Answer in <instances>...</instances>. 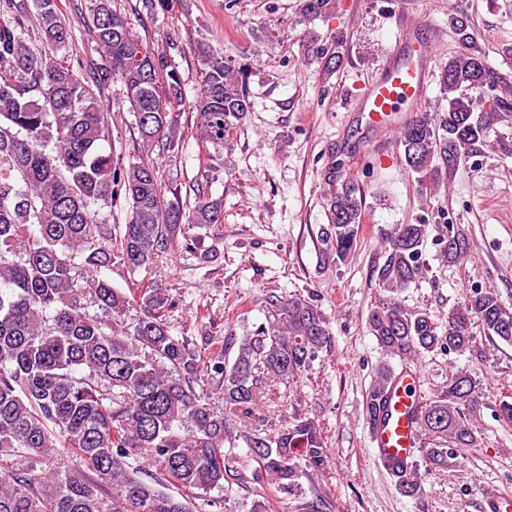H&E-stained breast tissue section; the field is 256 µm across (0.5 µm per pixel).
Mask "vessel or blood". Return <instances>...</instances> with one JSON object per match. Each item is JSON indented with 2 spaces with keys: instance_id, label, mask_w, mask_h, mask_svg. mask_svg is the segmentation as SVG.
Returning <instances> with one entry per match:
<instances>
[{
  "instance_id": "vessel-or-blood-1",
  "label": "vessel or blood",
  "mask_w": 512,
  "mask_h": 512,
  "mask_svg": "<svg viewBox=\"0 0 512 512\" xmlns=\"http://www.w3.org/2000/svg\"><path fill=\"white\" fill-rule=\"evenodd\" d=\"M415 25L399 21L394 44L377 68L374 79L353 99L355 111L366 113L368 124L382 132L396 128L405 112L418 111L426 102L432 75L433 52L415 34ZM414 373L398 375L389 397V418L374 434L379 460L407 462L419 448L416 395L409 389Z\"/></svg>"
}]
</instances>
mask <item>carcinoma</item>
<instances>
[{
    "mask_svg": "<svg viewBox=\"0 0 512 512\" xmlns=\"http://www.w3.org/2000/svg\"><path fill=\"white\" fill-rule=\"evenodd\" d=\"M330 0H302V17H323ZM57 49L72 41L58 0H0V512H209L213 490L236 480L238 419L251 416L271 376L287 385L330 346L329 323L309 297L272 295L268 325L238 346L201 362L184 336L170 332L168 289L151 283L126 293L100 276L117 259L130 276L148 271L193 225L220 224L221 198L210 193L221 172L209 165L192 181L194 205L165 188L151 155L176 156L185 146L181 112L195 113L197 137L220 151L230 129L252 108L248 77L200 42V81L187 99L176 64L151 49L111 0H94L84 26L102 62L82 81L70 61L36 51L30 27ZM461 50L439 72L446 105L417 113L399 129L408 172L439 185L485 140L488 117L471 92L496 80L469 24L455 20ZM117 86L134 117L137 153L114 158L112 116L102 94ZM122 202L123 224L92 206ZM336 257L353 250L362 202L352 183L329 199ZM428 224H397L384 234L376 269L387 298L369 314L382 351L403 359L425 352L464 353L476 333L512 344V307L492 291L472 290L445 325L407 310L396 294L425 270ZM443 258L470 253L469 238L448 226ZM133 306L140 315L125 317ZM393 367L378 366L365 396L372 428L387 417ZM484 393L471 373L448 375L441 397L418 404L420 459L431 468L480 445L474 415ZM249 455L277 490L298 488L305 462L321 469L326 448L311 420L277 432L244 436ZM75 457L63 470L45 462ZM399 491L423 495L418 465L387 461Z\"/></svg>",
    "mask_w": 512,
    "mask_h": 512,
    "instance_id": "1",
    "label": "carcinoma"
}]
</instances>
